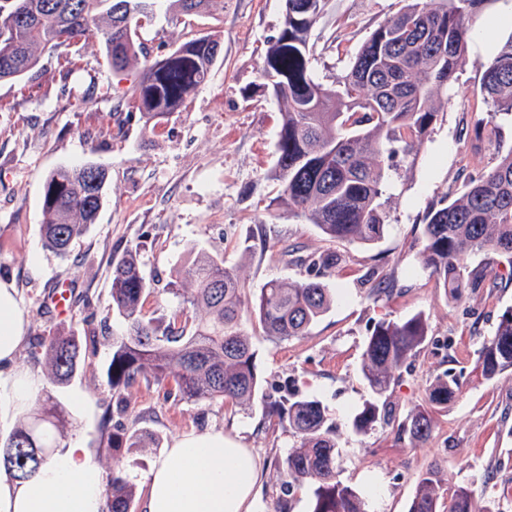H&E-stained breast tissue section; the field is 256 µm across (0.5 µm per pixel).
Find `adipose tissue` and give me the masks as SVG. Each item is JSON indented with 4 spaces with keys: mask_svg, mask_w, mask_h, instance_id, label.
Masks as SVG:
<instances>
[{
    "mask_svg": "<svg viewBox=\"0 0 512 512\" xmlns=\"http://www.w3.org/2000/svg\"><path fill=\"white\" fill-rule=\"evenodd\" d=\"M26 317L15 291L0 281V365L10 364L24 340ZM258 478L248 449L210 431L176 438L147 478L141 512H254ZM103 481L85 448H66L28 480L0 470V512H102Z\"/></svg>",
    "mask_w": 512,
    "mask_h": 512,
    "instance_id": "1",
    "label": "adipose tissue"
}]
</instances>
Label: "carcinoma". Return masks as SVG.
Returning <instances> with one entry per match:
<instances>
[{
  "mask_svg": "<svg viewBox=\"0 0 512 512\" xmlns=\"http://www.w3.org/2000/svg\"><path fill=\"white\" fill-rule=\"evenodd\" d=\"M213 0H0V82L41 76L44 55H53L81 38L102 41L112 69L137 61L139 30L158 10L174 20L206 12ZM327 0H285L282 28L269 42L258 87L280 105L277 160L268 177L280 193L270 205L316 225L331 240L373 243L387 224L388 173L384 156L396 147L410 155L436 123L441 103L426 85L449 82L468 60L471 22L493 0H407L402 11L379 24L332 87L312 69L309 35ZM221 53L215 34H199L155 59H144L133 85L138 109L165 117L184 104L203 83ZM480 95L487 113L477 117L475 137L492 135L493 120L512 114V32L497 51L478 63ZM106 170L96 164L64 166L43 184L44 246L60 258L96 223L105 194ZM417 246L424 268L453 297L481 287L483 268L470 269L465 256L494 254L512 268V151L488 173L470 177L459 195L430 203L422 218ZM339 258L334 252L310 259L315 277L291 282L270 280L247 302L245 283L224 267V257L201 253L176 272L167 292L182 304L206 311L205 320L176 326L180 309L167 325L142 315L148 282L139 248L131 247L112 269V308L126 331L112 337L107 369L112 400L124 409V391L141 380L171 383L187 402L253 403L260 391L256 349L242 328L243 315L255 316L270 341L306 334L329 310L335 295L321 281ZM369 295L391 296L388 275L365 280ZM427 341V323L417 313L402 321L381 320L367 337L361 372L375 398L355 415L353 428L366 432L391 420L385 400L396 371ZM45 378L55 387L78 370L77 337L58 331L40 336ZM477 369L491 380L512 369V308L499 318L479 353ZM458 382L444 373L429 385L427 401L412 407L403 432L410 444H426L435 427L436 407L448 403ZM279 423L299 438L279 467L286 485L309 482L312 512H364L360 494L339 478L336 442L322 403L291 394L269 403ZM68 413L51 394L35 401L0 444V464L15 479L35 474L61 447ZM143 437L112 431V469L105 491V512H130L136 493L127 476L125 456ZM441 470L432 466L419 479L407 512H476L473 491L457 487L443 502Z\"/></svg>",
  "mask_w": 512,
  "mask_h": 512,
  "instance_id": "obj_1",
  "label": "carcinoma"
}]
</instances>
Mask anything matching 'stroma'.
I'll list each match as a JSON object with an SVG mask.
<instances>
[{
	"instance_id": "obj_1",
	"label": "stroma",
	"mask_w": 512,
	"mask_h": 512,
	"mask_svg": "<svg viewBox=\"0 0 512 512\" xmlns=\"http://www.w3.org/2000/svg\"><path fill=\"white\" fill-rule=\"evenodd\" d=\"M402 6V0H328L311 32L319 81L333 85L369 34ZM503 15H512V0H493L476 19L468 62L437 92L443 109L436 124L417 152L393 158L387 228L371 244L329 240L270 204L277 186L267 173L276 161L281 114L255 86L267 42L282 27L284 0H213L208 15L191 25L157 17L142 34L150 57L208 31L220 35L222 51L209 80L154 129L135 108L112 112V100L129 99L140 65L113 71L94 37L67 50L71 91L43 77L0 83V281L16 288L28 319L15 367L43 372L34 337L65 329L82 338L77 373L57 393L68 411V437L80 439L106 476L112 427L143 428L152 436L148 447L125 459L138 493L130 512H141L146 477L164 448L178 435L212 428L238 438L259 464L255 512H278L283 504L288 512H312L309 484L283 488L276 469L298 439L272 426L266 402L292 393L324 406L336 431L340 478L359 491L366 512H407L420 475L434 463L444 470L446 492L468 485L478 507L512 512V372L487 380L475 369L483 343L512 306V286L499 285L512 268L494 256L470 259V266L485 268L486 279L476 292L454 300L424 269L415 246L429 202L455 197L469 177L491 170L512 150L511 114L497 115L496 137L478 139L472 132L483 108L477 64L507 34V27L489 26ZM92 81L109 88L111 100L75 94V87ZM87 163L107 169L106 198L96 224L62 259L42 243L43 182L56 168ZM260 226L267 234L262 247L253 238ZM132 246L145 264L143 312L149 318L166 320L179 311V299L166 288L201 250L223 254L225 266L244 278L249 298L269 280L308 278L307 256L334 251L341 261L325 282L336 301L306 335L277 343L265 339L256 320L244 319L263 380L250 406L188 403L171 385L141 382L126 390L119 413L106 375L111 349L84 336L105 325L123 331L112 310V264ZM374 273L394 279L393 298L368 297L363 282ZM61 282L72 289L70 310L53 319L43 298ZM417 313L427 319L428 339L390 388L393 421L355 433L352 418L371 396L361 374L367 337L379 320L400 322ZM447 371L458 375L460 390L437 408L427 444L411 447L399 429L410 408L425 401L430 381ZM492 471L497 484H483Z\"/></svg>"
}]
</instances>
